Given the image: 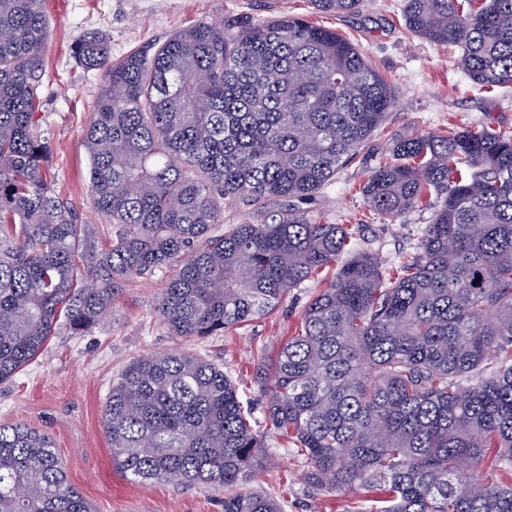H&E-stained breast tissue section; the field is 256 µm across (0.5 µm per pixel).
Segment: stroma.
Returning a JSON list of instances; mask_svg holds the SVG:
<instances>
[{"instance_id":"obj_1","label":"stroma","mask_w":512,"mask_h":512,"mask_svg":"<svg viewBox=\"0 0 512 512\" xmlns=\"http://www.w3.org/2000/svg\"><path fill=\"white\" fill-rule=\"evenodd\" d=\"M401 0H364L359 12L325 14L311 0H44L50 21L40 70L39 126L49 139L48 177L55 192L76 209L94 250L110 247L104 219L91 206L89 159L83 134L100 91L97 73L85 71L73 55L84 33L99 30L110 39L113 58L149 50L173 32L200 21H231L251 15H297L357 42L390 83L396 103L356 159L311 202L314 215L339 224L361 225V238L385 266L413 252L417 225L429 212L415 211L387 223L369 218L360 186L387 156L394 137L426 135L452 127L512 130V87L485 93L454 65L445 51L410 35ZM332 271L293 289L269 315L246 326L198 341L172 336L158 321L154 305L163 275L131 280L111 318L88 333L50 337L41 354L10 381L0 383V423H21L47 434L66 465L70 482L96 512H223L222 492L171 483H137L112 463L102 414L113 378L144 355L204 351L250 397L263 418L266 395L254 376L257 351L274 355L292 336L310 297L326 287ZM263 466L251 486L275 498L282 512H349L356 496L317 490L302 477L307 465L266 432Z\"/></svg>"}]
</instances>
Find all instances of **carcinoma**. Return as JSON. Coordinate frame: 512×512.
<instances>
[{
    "instance_id": "cac0c4a2",
    "label": "carcinoma",
    "mask_w": 512,
    "mask_h": 512,
    "mask_svg": "<svg viewBox=\"0 0 512 512\" xmlns=\"http://www.w3.org/2000/svg\"><path fill=\"white\" fill-rule=\"evenodd\" d=\"M326 13L361 0H312ZM403 0L411 33L480 88L512 84V0ZM43 0H0V382L49 338L112 314L137 276L174 270L155 304L174 336L204 339L270 314L336 266L269 364L264 421L317 490L383 494L354 512H512V131L398 136L362 185L395 222L430 209L390 271L347 224L303 205L367 143L394 102L355 44L294 15L202 21L151 52L74 46L101 79L83 143L112 248L79 263L84 229L48 183L38 72ZM271 220L224 223V202ZM102 427L130 480L224 491V512H281L248 490L263 431L206 354L147 355L112 381ZM502 479L482 482L484 469ZM0 512H94L50 437L0 424Z\"/></svg>"
}]
</instances>
